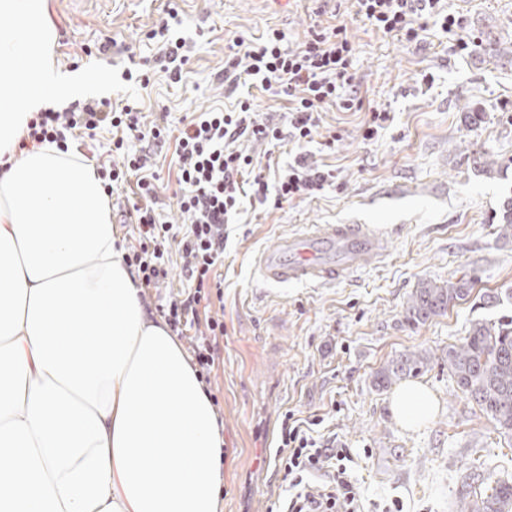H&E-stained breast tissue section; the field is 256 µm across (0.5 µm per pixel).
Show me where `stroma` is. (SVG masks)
Masks as SVG:
<instances>
[{"instance_id": "stroma-1", "label": "stroma", "mask_w": 512, "mask_h": 512, "mask_svg": "<svg viewBox=\"0 0 512 512\" xmlns=\"http://www.w3.org/2000/svg\"><path fill=\"white\" fill-rule=\"evenodd\" d=\"M58 38L54 62L71 77L94 74L83 97L136 98L146 121L164 112L172 127L235 97L220 80L234 41L285 32L297 45L310 26L335 24L336 0H49ZM470 41L427 21L418 41H400L348 24L364 103L386 109L388 126L366 135V111L324 108L314 140L301 151L333 178L310 198L283 208L245 200L229 227L224 265V359L208 387L224 424L220 512H270L286 484L274 465L286 412L320 417L326 443L350 454L347 473L363 512H459L485 494L471 466L512 477V438L464 399L443 354L475 322L512 318V238L495 219L512 196V59L481 43L512 46V0H448ZM184 39L181 81L155 67L147 34L166 17ZM153 66L148 87L124 74ZM334 146H327L331 134ZM260 162H293L296 147L241 140ZM497 161L486 169L488 161ZM316 224H372L387 238L384 258H366L333 285L270 286L253 259L283 237ZM475 277L470 295L423 324L405 319L419 283ZM410 351L430 356L420 374L438 399L427 425L406 430L390 410V390L372 385L382 366Z\"/></svg>"}]
</instances>
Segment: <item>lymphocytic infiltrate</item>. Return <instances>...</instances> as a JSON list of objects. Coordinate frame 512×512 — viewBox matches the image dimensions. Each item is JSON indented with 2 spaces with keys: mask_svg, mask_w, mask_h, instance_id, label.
<instances>
[{
  "mask_svg": "<svg viewBox=\"0 0 512 512\" xmlns=\"http://www.w3.org/2000/svg\"><path fill=\"white\" fill-rule=\"evenodd\" d=\"M353 18L385 36L418 40L422 22L432 18L445 32L462 27V20L445 9L442 0H351ZM236 54L224 63V80L233 85L253 81L277 88L288 101L286 124L260 117L250 98L231 109L193 113L179 130H171L167 113L145 122L137 101L115 105L106 99H86L63 110L36 112L27 125L21 148L43 143L68 151L79 138H95L110 130L112 160L98 167L106 194L135 182L141 197L125 214L131 224V243L125 261L138 273L145 290L160 288L171 253H179L187 282L158 311L176 336L184 338L203 379L220 364L218 338L224 322L210 316L214 301L224 298L218 268L224 263L227 229L239 215L245 197L279 208L301 197H312L331 179L330 170L297 155L277 180H270L253 156L238 149L240 139L279 144L288 140L303 146L313 140L319 112L327 106L345 110L361 107L350 72L355 44L345 20L314 25L296 48L285 35L268 30L256 41L237 40ZM173 144L177 168L176 206L185 216L173 224L156 213L157 194L151 146ZM319 419H302L286 412L281 420L275 461L288 482V496L280 512H360L355 488L346 476V455L322 444L315 433ZM321 485H313L316 474Z\"/></svg>",
  "mask_w": 512,
  "mask_h": 512,
  "instance_id": "1",
  "label": "lymphocytic infiltrate"
}]
</instances>
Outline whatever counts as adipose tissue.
Here are the masks:
<instances>
[{"label": "adipose tissue", "instance_id": "adipose-tissue-1", "mask_svg": "<svg viewBox=\"0 0 512 512\" xmlns=\"http://www.w3.org/2000/svg\"><path fill=\"white\" fill-rule=\"evenodd\" d=\"M56 40L47 0H0V512H219L224 427L141 301L101 180L18 148L90 81L57 70ZM437 409L420 382L390 400L406 429Z\"/></svg>", "mask_w": 512, "mask_h": 512}]
</instances>
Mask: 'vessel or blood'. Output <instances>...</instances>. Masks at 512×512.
Masks as SVG:
<instances>
[{
	"instance_id": "obj_1",
	"label": "vessel or blood",
	"mask_w": 512,
	"mask_h": 512,
	"mask_svg": "<svg viewBox=\"0 0 512 512\" xmlns=\"http://www.w3.org/2000/svg\"><path fill=\"white\" fill-rule=\"evenodd\" d=\"M385 254V239L368 225L320 224L261 252L254 259V273L267 284H328L350 279L365 257Z\"/></svg>"
}]
</instances>
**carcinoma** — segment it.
<instances>
[{
    "label": "carcinoma",
    "instance_id": "obj_1",
    "mask_svg": "<svg viewBox=\"0 0 512 512\" xmlns=\"http://www.w3.org/2000/svg\"><path fill=\"white\" fill-rule=\"evenodd\" d=\"M498 221L500 235L511 236L512 197L503 202ZM473 284L474 278L467 275L442 284L420 283L407 303L406 320L419 324L445 314L469 296ZM444 361L461 393L477 405L496 430L512 434V325L473 324L460 345L448 348ZM427 365V356L419 352L402 354L376 371L374 386L388 389L418 375ZM468 512H512V481H495L491 493L470 504Z\"/></svg>",
    "mask_w": 512,
    "mask_h": 512
}]
</instances>
